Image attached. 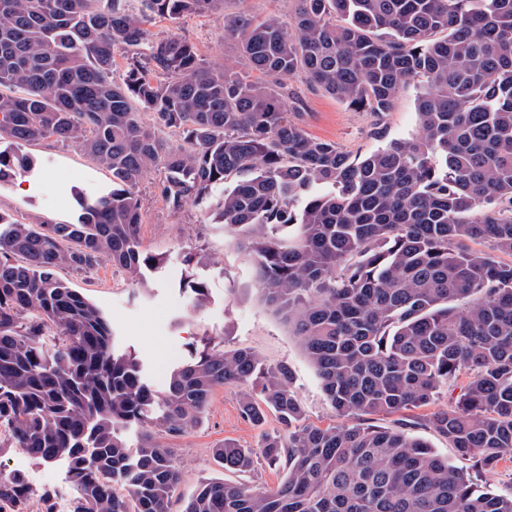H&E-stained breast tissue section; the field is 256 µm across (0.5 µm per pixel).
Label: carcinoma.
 <instances>
[{"instance_id":"1","label":"carcinoma","mask_w":512,"mask_h":512,"mask_svg":"<svg viewBox=\"0 0 512 512\" xmlns=\"http://www.w3.org/2000/svg\"><path fill=\"white\" fill-rule=\"evenodd\" d=\"M231 0H0V187L30 172L22 145L53 138L105 167L112 190L76 221L0 211V425L14 447L67 463L72 512H170L177 438L214 390L251 387L242 417L282 431L216 449L226 470L257 456L274 488L201 483L182 512H512L421 436L472 467L512 463V0H297L293 29L229 11ZM206 12L250 82L148 24ZM128 58L112 80L114 49ZM361 111L388 112L411 81L419 129L354 160L310 137L288 104L298 75ZM158 171L171 209L214 213L251 257L258 288L298 336L346 426H305L286 367L201 339L165 388L118 348L111 325L59 279L107 258L135 272L145 250L137 188ZM489 242L492 251L473 245ZM187 287L196 310L200 281ZM448 407L416 420L442 390ZM376 415L397 416L389 426ZM139 429L135 450L126 430ZM54 492L0 475V512H53Z\"/></svg>"}]
</instances>
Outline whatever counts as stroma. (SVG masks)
Instances as JSON below:
<instances>
[{"instance_id": "35a3bbf8", "label": "stroma", "mask_w": 512, "mask_h": 512, "mask_svg": "<svg viewBox=\"0 0 512 512\" xmlns=\"http://www.w3.org/2000/svg\"><path fill=\"white\" fill-rule=\"evenodd\" d=\"M148 29L155 37L176 34L192 42L204 62L224 65L229 71L260 80L241 60L236 42L224 33V18L217 13L191 15L176 21L158 20ZM419 86L411 82L398 94L390 111L363 112L337 100L323 89L298 76L289 81L291 105L301 112V122L309 135L336 142L352 157L370 154L390 141L414 134L418 129ZM25 153L41 164L31 178L34 193L16 197L0 190V209L23 221L47 224L72 220L80 211L79 194H91L111 187L109 171L74 147L51 139L24 145ZM159 172H149L138 193L142 200L140 238L143 247L163 257L164 263L145 279L104 260L91 272L58 271L60 279L77 288L97 305L111 323L122 350L136 355L149 370L153 381H161L172 365V356L189 357L202 337L223 342L225 349H248L267 365L287 366L291 388L301 402L307 425L340 424L321 384L309 365L300 343L264 301L255 282L249 257L241 251L233 234L215 224L214 217L192 204L174 211L157 192ZM202 255V262L184 263V252ZM203 280L209 304L194 311L186 278ZM243 389L238 385L217 388L206 418L186 436L170 440L169 448L182 470V481L172 508L180 512L204 481L220 478L255 487H274L284 476L282 467L256 461L247 473L228 472L214 460V448L230 439L245 448L257 447L262 430L279 429L275 413H268L264 428H257L240 414ZM7 433L0 428V471L11 472L22 463L35 490L63 487L62 463L48 464L23 449L7 446Z\"/></svg>"}]
</instances>
